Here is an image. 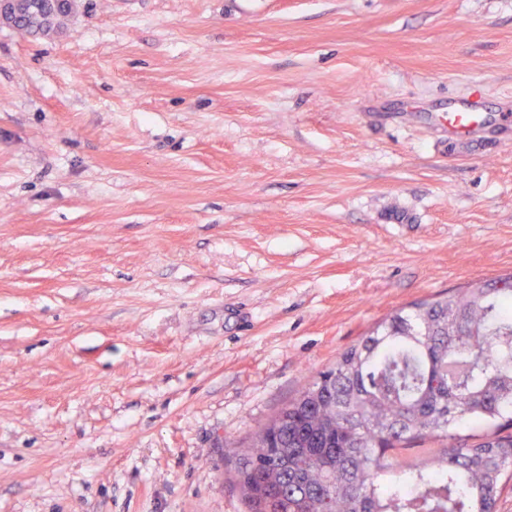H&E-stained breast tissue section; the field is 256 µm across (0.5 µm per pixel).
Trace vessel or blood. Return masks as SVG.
Returning <instances> with one entry per match:
<instances>
[{"mask_svg": "<svg viewBox=\"0 0 512 512\" xmlns=\"http://www.w3.org/2000/svg\"><path fill=\"white\" fill-rule=\"evenodd\" d=\"M434 125L449 138L460 142L494 138L512 129V113L486 111L480 97L471 95L450 103L447 112L435 119Z\"/></svg>", "mask_w": 512, "mask_h": 512, "instance_id": "1", "label": "vessel or blood"}]
</instances>
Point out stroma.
I'll list each match as a JSON object with an SVG mask.
<instances>
[{
    "mask_svg": "<svg viewBox=\"0 0 512 512\" xmlns=\"http://www.w3.org/2000/svg\"><path fill=\"white\" fill-rule=\"evenodd\" d=\"M512 0L0 24V512H245L233 453L395 308L512 272ZM512 112V110H511ZM487 112L477 95H470L448 104V112H435L434 126L449 138L465 142L473 138H494L508 131L512 113ZM442 117V119L440 118Z\"/></svg>",
    "mask_w": 512,
    "mask_h": 512,
    "instance_id": "obj_1",
    "label": "stroma"
}]
</instances>
